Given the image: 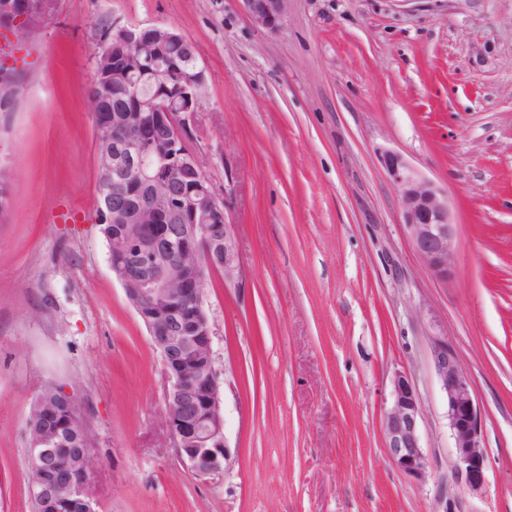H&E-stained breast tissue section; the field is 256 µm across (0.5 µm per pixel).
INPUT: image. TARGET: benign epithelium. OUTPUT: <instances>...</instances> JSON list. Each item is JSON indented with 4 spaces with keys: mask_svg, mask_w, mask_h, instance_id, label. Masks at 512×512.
I'll use <instances>...</instances> for the list:
<instances>
[{
    "mask_svg": "<svg viewBox=\"0 0 512 512\" xmlns=\"http://www.w3.org/2000/svg\"><path fill=\"white\" fill-rule=\"evenodd\" d=\"M259 26L274 29L288 0H242ZM42 0H0V21L31 28L30 17L46 12ZM185 45L187 57L166 54ZM96 80L89 89L95 112H112V123L97 131L98 179L112 192L102 196L98 224L112 225V273L146 326L160 354L166 383L164 422L186 467L197 476L220 474L231 460L224 433L220 382L214 367L213 328L203 306L201 267L224 277V286L243 283L238 227L225 200L214 192L199 158L186 146L188 124L206 83L196 48L164 26L137 28L112 20L101 32ZM154 89L151 98L141 85ZM21 97L20 84L0 70V101ZM397 188L402 226L432 276L446 284L454 276L457 228L448 196L396 153L384 157ZM432 363L448 406L454 467L470 490L486 482L481 445L482 416L470 377L453 344L437 336ZM421 402L408 377L396 373L383 421L385 448L393 465L424 480L429 463L421 445ZM86 434L82 421L69 431L45 429L29 439L34 477L30 493L38 512H96L87 491L93 456L75 448L83 480L60 476L58 449L73 434Z\"/></svg>",
    "mask_w": 512,
    "mask_h": 512,
    "instance_id": "1",
    "label": "benign epithelium"
}]
</instances>
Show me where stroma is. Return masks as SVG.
Listing matches in <instances>:
<instances>
[{
	"label": "stroma",
	"mask_w": 512,
	"mask_h": 512,
	"mask_svg": "<svg viewBox=\"0 0 512 512\" xmlns=\"http://www.w3.org/2000/svg\"><path fill=\"white\" fill-rule=\"evenodd\" d=\"M193 42L207 87L187 138L239 226L243 285L203 284L232 462L199 477L163 423V365L97 225L88 88L112 18ZM25 98L0 107V512H33L30 406L75 404L98 512H512V0H51L0 27ZM448 197L455 275L401 224L383 157ZM455 345L483 413L487 481L454 469L431 340ZM430 467L390 461L395 373ZM245 10L259 26L274 29L287 12L288 0H242Z\"/></svg>",
	"instance_id": "1"
}]
</instances>
